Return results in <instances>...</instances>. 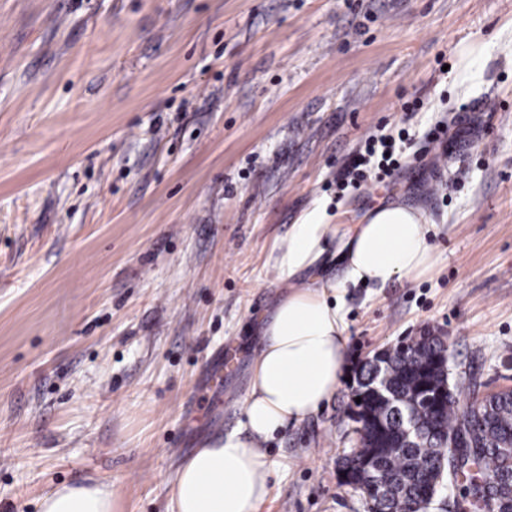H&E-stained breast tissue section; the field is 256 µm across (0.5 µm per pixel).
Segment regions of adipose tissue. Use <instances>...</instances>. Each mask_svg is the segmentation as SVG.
<instances>
[{
    "mask_svg": "<svg viewBox=\"0 0 512 512\" xmlns=\"http://www.w3.org/2000/svg\"><path fill=\"white\" fill-rule=\"evenodd\" d=\"M421 212L402 204L379 206L344 235L324 223L319 212L292 225L275 248L281 276L308 273L276 306L262 330L253 366L251 392L244 404L243 432L203 445L180 465L170 485L172 512H256L271 493L270 470L258 443L315 414L336 390L347 354L344 317L329 301L339 285L316 275L330 237L346 278L378 286L413 280L435 265ZM40 512H117L110 485L91 480L45 490Z\"/></svg>",
    "mask_w": 512,
    "mask_h": 512,
    "instance_id": "ef3b65f1",
    "label": "adipose tissue"
}]
</instances>
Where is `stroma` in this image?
I'll use <instances>...</instances> for the list:
<instances>
[{"mask_svg": "<svg viewBox=\"0 0 512 512\" xmlns=\"http://www.w3.org/2000/svg\"><path fill=\"white\" fill-rule=\"evenodd\" d=\"M402 128L405 167L338 193ZM390 203L437 264L346 283L347 378L262 443L258 512H366L349 379L402 338L446 336L462 399L512 387V0H0V512L89 478L171 512L177 465L245 421L276 241Z\"/></svg>", "mask_w": 512, "mask_h": 512, "instance_id": "1", "label": "stroma"}]
</instances>
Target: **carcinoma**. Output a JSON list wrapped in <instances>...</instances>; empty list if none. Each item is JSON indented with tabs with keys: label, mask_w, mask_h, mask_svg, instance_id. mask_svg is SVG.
I'll list each match as a JSON object with an SVG mask.
<instances>
[{
	"label": "carcinoma",
	"mask_w": 512,
	"mask_h": 512,
	"mask_svg": "<svg viewBox=\"0 0 512 512\" xmlns=\"http://www.w3.org/2000/svg\"><path fill=\"white\" fill-rule=\"evenodd\" d=\"M440 350V342L422 338L394 349L383 363L389 402L358 383L360 446L342 460L345 484L368 490L370 512H427L426 489L451 456L457 462L454 477L462 478L456 512H512V390L462 401L433 366ZM421 384L432 401L416 399ZM404 407L425 433L414 447L400 431Z\"/></svg>",
	"instance_id": "obj_1"
}]
</instances>
